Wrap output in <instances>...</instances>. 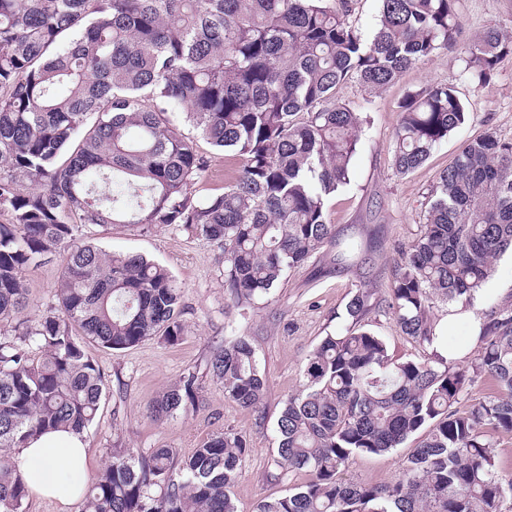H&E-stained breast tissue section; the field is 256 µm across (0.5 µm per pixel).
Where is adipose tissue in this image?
<instances>
[{
    "label": "adipose tissue",
    "instance_id": "obj_1",
    "mask_svg": "<svg viewBox=\"0 0 512 512\" xmlns=\"http://www.w3.org/2000/svg\"><path fill=\"white\" fill-rule=\"evenodd\" d=\"M16 469L30 494L70 507L88 475L98 466L83 434L70 430L31 439L14 455Z\"/></svg>",
    "mask_w": 512,
    "mask_h": 512
}]
</instances>
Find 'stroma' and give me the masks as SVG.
Here are the masks:
<instances>
[{
  "instance_id": "stroma-1",
  "label": "stroma",
  "mask_w": 512,
  "mask_h": 512,
  "mask_svg": "<svg viewBox=\"0 0 512 512\" xmlns=\"http://www.w3.org/2000/svg\"><path fill=\"white\" fill-rule=\"evenodd\" d=\"M461 34L455 47L441 51L404 71L378 93L357 80L338 86L336 97L363 112L361 145L351 162V180L327 203V220L338 237L360 240L375 265L370 282L377 298H387L391 271L415 236L428 206V196L441 170L460 145L487 130L512 138V55L503 56L487 83L472 82L466 70L465 49L488 27L512 35V0H458ZM429 83L455 85L468 112L466 124L438 146L413 173L397 175L392 166L394 132L399 104L409 91ZM208 168L195 185L196 196L223 192L237 174L240 162L231 154L200 143ZM106 250L145 255L165 266L177 281L184 307L186 334L169 344L158 338L113 351L88 346L87 351L105 376V396L94 425L86 434L90 453L107 464L113 449L130 448L141 454L156 448H175L190 454L212 435L233 430L246 436L250 452L234 488L236 512H256L258 501L288 493L303 485L305 472L282 474L274 461L275 423L291 394L305 382L307 358L327 335L344 328V307L355 284L357 269L328 271V259L312 261L288 271L278 288L248 310H241L224 288V252L177 225L143 231L136 224H112L84 229ZM63 255L25 272L30 306L26 318L56 303ZM512 296V255L494 264L489 284L472 305L482 313ZM242 336L256 350L267 385L266 421L257 423L253 411L224 397L223 384L207 370L212 351L226 339ZM199 377L202 400L189 412L162 421L149 417V403L186 373ZM414 440L382 455L353 457L346 479L378 485L397 478Z\"/></svg>"
}]
</instances>
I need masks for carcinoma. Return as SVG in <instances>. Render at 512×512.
Returning <instances> with one entry per match:
<instances>
[{
    "label": "carcinoma",
    "mask_w": 512,
    "mask_h": 512,
    "mask_svg": "<svg viewBox=\"0 0 512 512\" xmlns=\"http://www.w3.org/2000/svg\"><path fill=\"white\" fill-rule=\"evenodd\" d=\"M381 2L366 38L348 21L352 0H0V322L29 306L22 271L66 251L57 307L0 333V512H23L28 497L13 449L96 419L104 373L85 343L126 350L185 334L168 270L78 243L79 228L179 224L223 249L224 288L244 307L337 245L326 201L349 182L363 119L336 87L355 78L377 92L458 37L457 0ZM467 53L482 84L512 54V36L491 27ZM400 112V175L467 120L452 84L409 92ZM175 113L196 135L173 126ZM199 138L242 159L224 192L205 198L193 194L207 166ZM508 251L512 139L487 131L438 174L420 233L392 270L385 306L400 332L424 349L447 338L442 306L472 304ZM374 308L362 281L345 306L350 325L309 355L303 388L276 420L275 451L282 471L311 480L257 512H512V479L500 477L488 438L512 433V304L482 313L466 365L433 352L394 358L362 325ZM208 370L264 421L266 380L247 339L215 349ZM484 375L496 394L459 410ZM199 390L189 372L149 412H185ZM422 431L398 478L341 477L353 456L388 453ZM249 452L231 431L184 458L116 450L84 493L87 512H235Z\"/></svg>",
    "instance_id": "1"
}]
</instances>
